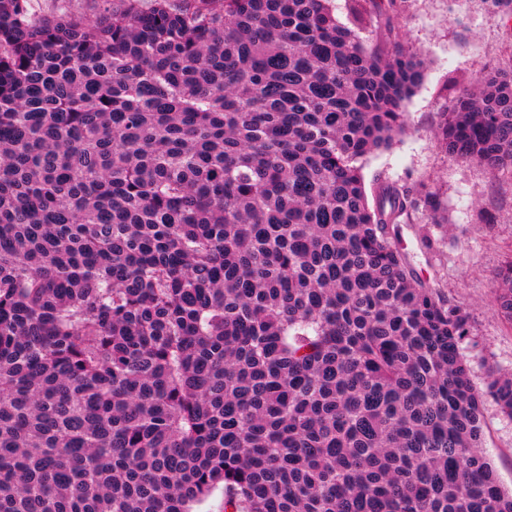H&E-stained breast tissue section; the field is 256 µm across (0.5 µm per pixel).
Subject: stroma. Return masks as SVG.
<instances>
[{"label": "stroma", "mask_w": 512, "mask_h": 512, "mask_svg": "<svg viewBox=\"0 0 512 512\" xmlns=\"http://www.w3.org/2000/svg\"><path fill=\"white\" fill-rule=\"evenodd\" d=\"M360 36L368 47L424 61L404 103L406 131L366 156V181L407 188L417 199L410 222L390 231L417 279L468 313L463 347L475 382L490 368L512 375V324L494 298L498 272L512 260V175L458 162L436 140L440 114L458 95L489 68H512V0H377ZM429 192L439 202L437 224L422 203ZM483 416V451L511 488L512 421L489 398Z\"/></svg>", "instance_id": "35a3bbf8"}]
</instances>
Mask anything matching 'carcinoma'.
Masks as SVG:
<instances>
[{"label":"carcinoma","mask_w":512,"mask_h":512,"mask_svg":"<svg viewBox=\"0 0 512 512\" xmlns=\"http://www.w3.org/2000/svg\"><path fill=\"white\" fill-rule=\"evenodd\" d=\"M375 2L0 0V512H512L469 315L367 195L423 72ZM437 138L512 172V68ZM30 9L39 17H54L62 13L94 20L103 12L102 0H30Z\"/></svg>","instance_id":"obj_1"}]
</instances>
